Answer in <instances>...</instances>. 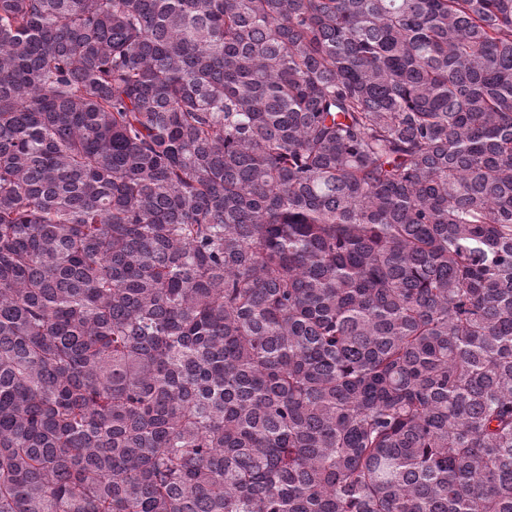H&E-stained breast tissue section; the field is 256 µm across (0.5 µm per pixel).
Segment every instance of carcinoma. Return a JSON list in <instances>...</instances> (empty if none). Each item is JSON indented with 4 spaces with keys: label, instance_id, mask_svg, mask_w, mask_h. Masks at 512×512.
<instances>
[{
    "label": "carcinoma",
    "instance_id": "cac0c4a2",
    "mask_svg": "<svg viewBox=\"0 0 512 512\" xmlns=\"http://www.w3.org/2000/svg\"><path fill=\"white\" fill-rule=\"evenodd\" d=\"M0 512H512V0H0Z\"/></svg>",
    "mask_w": 512,
    "mask_h": 512
}]
</instances>
